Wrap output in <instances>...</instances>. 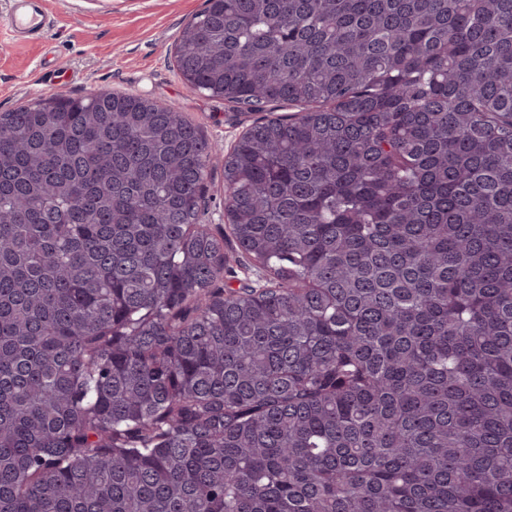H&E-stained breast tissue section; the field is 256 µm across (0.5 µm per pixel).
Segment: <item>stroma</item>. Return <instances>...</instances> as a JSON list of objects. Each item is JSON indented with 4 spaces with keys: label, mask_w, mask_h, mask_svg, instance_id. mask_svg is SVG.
Returning a JSON list of instances; mask_svg holds the SVG:
<instances>
[{
    "label": "stroma",
    "mask_w": 512,
    "mask_h": 512,
    "mask_svg": "<svg viewBox=\"0 0 512 512\" xmlns=\"http://www.w3.org/2000/svg\"><path fill=\"white\" fill-rule=\"evenodd\" d=\"M48 2L53 29L41 40L25 41L7 37L12 2L0 0V113L56 92L85 97L103 89L143 95L176 107L227 151L255 122L298 113L285 103L251 112L187 87L174 64V44L206 0ZM224 190L219 160L208 169L203 221L224 237V285L236 289L258 276L224 222Z\"/></svg>",
    "instance_id": "35a3bbf8"
}]
</instances>
